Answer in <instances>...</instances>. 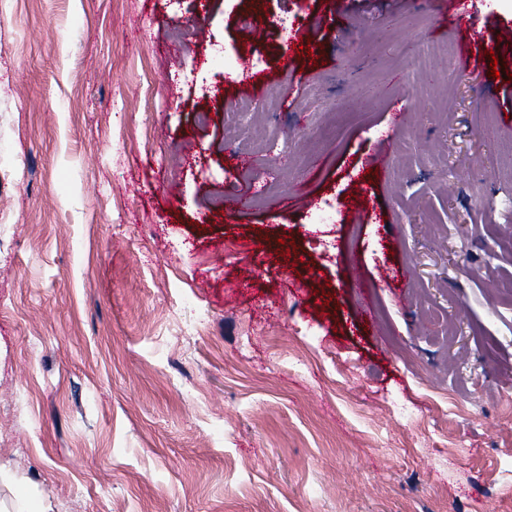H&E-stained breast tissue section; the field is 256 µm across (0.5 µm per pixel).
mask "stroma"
I'll list each match as a JSON object with an SVG mask.
<instances>
[{
  "instance_id": "stroma-1",
  "label": "stroma",
  "mask_w": 512,
  "mask_h": 512,
  "mask_svg": "<svg viewBox=\"0 0 512 512\" xmlns=\"http://www.w3.org/2000/svg\"><path fill=\"white\" fill-rule=\"evenodd\" d=\"M473 7L462 74L448 0H0V499H512V6ZM453 12L448 10L444 14V22L448 26H452L459 34H461V42L459 47V69L465 67L472 56L473 43L478 38L481 30L491 23V17L488 15H479L473 9L460 10L459 2H453Z\"/></svg>"
}]
</instances>
